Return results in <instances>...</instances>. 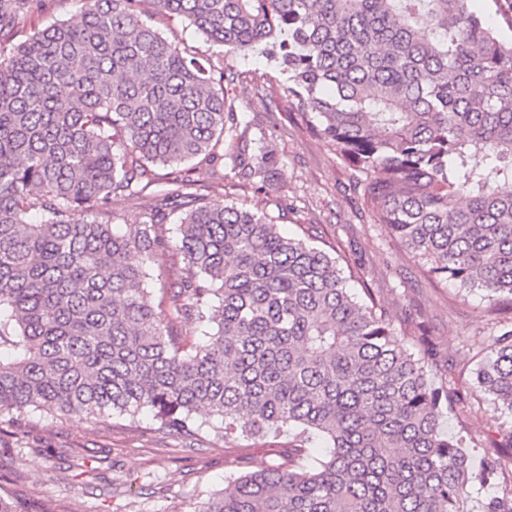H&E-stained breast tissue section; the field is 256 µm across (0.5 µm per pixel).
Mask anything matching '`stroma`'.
Listing matches in <instances>:
<instances>
[{
    "label": "stroma",
    "mask_w": 512,
    "mask_h": 512,
    "mask_svg": "<svg viewBox=\"0 0 512 512\" xmlns=\"http://www.w3.org/2000/svg\"><path fill=\"white\" fill-rule=\"evenodd\" d=\"M153 24L189 54L233 74V83L224 87L229 100L253 135L270 136L281 159L271 186L262 191L196 169L198 195L211 202L233 199L254 210L285 199L290 212L281 230L301 236L314 229L349 262L361 263L365 276L354 289H372L407 343L429 333L437 350L433 382L470 397L472 378L465 366L497 334V317L487 313L481 295L461 297L451 284L429 282L386 225L373 222L353 189L349 167L325 140L297 125L287 103L272 93L286 76L264 50L221 51L176 17L158 16ZM509 428L512 415L481 404L463 428L470 455H497L498 432ZM10 430L0 419V471L12 474L11 491L26 512H203L227 480L280 464L288 451L284 436L224 438L208 429L193 439L169 436L157 431L146 411L134 419L115 415L95 424L41 410L24 421L22 439H14Z\"/></svg>",
    "instance_id": "35a3bbf8"
}]
</instances>
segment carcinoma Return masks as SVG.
I'll return each mask as SVG.
<instances>
[{"instance_id": "cac0c4a2", "label": "carcinoma", "mask_w": 512, "mask_h": 512, "mask_svg": "<svg viewBox=\"0 0 512 512\" xmlns=\"http://www.w3.org/2000/svg\"><path fill=\"white\" fill-rule=\"evenodd\" d=\"M33 2L0 0V417L148 410L167 434L216 417L226 437L326 448L305 462L292 447L203 512H465L477 484L482 512H512V452L476 468L444 430L461 398L431 383L427 339L395 336L338 257L275 217L187 193L198 166L263 187L277 157L226 105L224 68L152 14L230 51L265 46L288 73L276 94L353 171L374 223L497 313L512 307V38L471 0H83L15 44ZM157 165L177 189L114 223ZM170 249L184 268L157 311L146 260ZM178 319L201 336H174ZM499 326L473 356L475 400L512 413V316ZM8 483L0 512H24Z\"/></svg>"}]
</instances>
